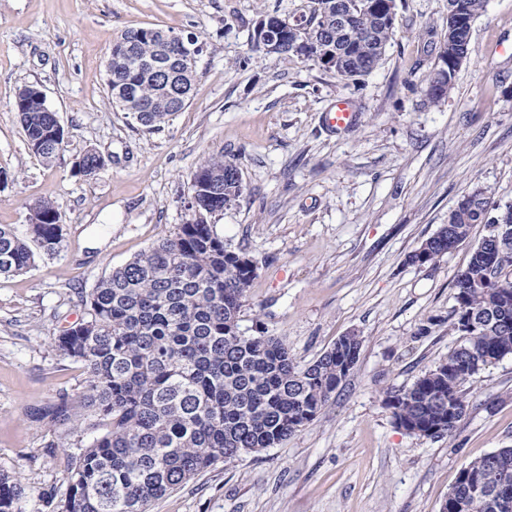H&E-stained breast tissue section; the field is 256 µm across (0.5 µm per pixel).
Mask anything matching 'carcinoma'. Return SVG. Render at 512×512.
<instances>
[{
    "label": "carcinoma",
    "mask_w": 512,
    "mask_h": 512,
    "mask_svg": "<svg viewBox=\"0 0 512 512\" xmlns=\"http://www.w3.org/2000/svg\"><path fill=\"white\" fill-rule=\"evenodd\" d=\"M337 0H306L287 16L288 24L312 25L310 34L333 22ZM353 18L338 33L342 51L334 73L346 77L374 71L384 59L375 44L388 46L394 28L381 27L370 38L364 7L388 0H349ZM487 0H456L474 20ZM471 40V30H441L440 42ZM161 54L155 29L128 30L112 43V74L107 100L130 86L138 124L159 131L174 116L164 87L146 65ZM16 111L31 152L51 163L62 150L54 112L39 111L29 86L18 89ZM106 159L87 149L75 167L89 177ZM232 162L222 154L204 158L193 178L221 181L208 197L210 209L178 226L174 234L133 257L80 292L84 317L58 331L55 346L82 363L86 390L79 400L60 399L53 420L93 434L71 458L62 512H147L151 502L195 475L244 453L274 448L313 422L357 364L361 340L339 337L315 361L300 366L288 346L263 329L241 330L242 308L256 275L255 262L227 249L205 216L240 197L243 185L224 181ZM39 223L26 236L0 226V273H23L38 257L53 258L65 242L59 204L39 199L29 205ZM463 243L476 224H488L485 211L452 218ZM454 329L459 317L485 318L483 325L448 352V357L407 388L387 397L396 423L423 437L450 435L468 407L465 386L481 367L512 355V254L493 282L483 256L472 249L456 280ZM448 498L465 499L466 512H512V501L498 489L512 488V447L498 448L472 461ZM17 479L0 473V512H16Z\"/></svg>",
    "instance_id": "cac0c4a2"
}]
</instances>
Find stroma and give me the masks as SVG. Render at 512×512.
Here are the masks:
<instances>
[{
    "mask_svg": "<svg viewBox=\"0 0 512 512\" xmlns=\"http://www.w3.org/2000/svg\"><path fill=\"white\" fill-rule=\"evenodd\" d=\"M301 3L0 0V225L25 234L27 204L48 198L65 227L58 256L0 274V473L20 482L17 512H61L67 461L91 440L45 415L85 380L53 335L82 317L79 291L191 219V179L218 153L238 167L243 192L209 222L257 265L242 329H265L302 365L344 334L362 345L314 422L217 463L150 512H440L464 466L512 447V355L467 383L452 438L408 433L385 403L461 341L455 278L489 228L474 225L434 262L409 255L465 193L512 204V0H488L455 88L437 102L427 83L448 0H397L383 63L351 78L252 52L261 12ZM140 27L206 45L191 102L156 132L106 100L112 43ZM24 85L45 93L65 129L52 164L27 147L15 111ZM343 98L355 122L339 136L325 116ZM91 147L107 164L86 177L75 163Z\"/></svg>",
    "mask_w": 512,
    "mask_h": 512,
    "instance_id": "stroma-1",
    "label": "stroma"
}]
</instances>
